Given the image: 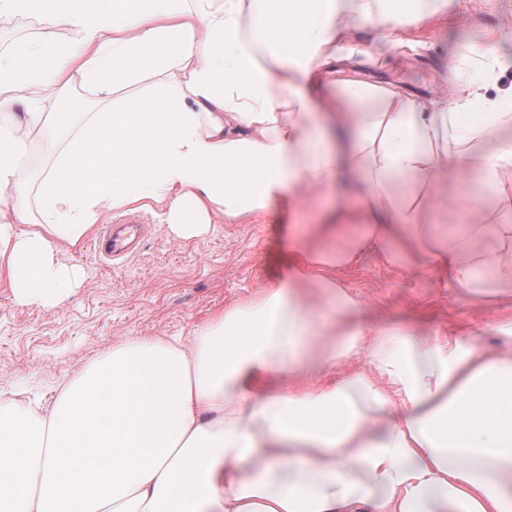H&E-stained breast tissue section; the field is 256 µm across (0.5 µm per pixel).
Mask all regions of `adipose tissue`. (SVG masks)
I'll return each instance as SVG.
<instances>
[{
	"label": "adipose tissue",
	"instance_id": "1",
	"mask_svg": "<svg viewBox=\"0 0 512 512\" xmlns=\"http://www.w3.org/2000/svg\"><path fill=\"white\" fill-rule=\"evenodd\" d=\"M0 0L69 41L0 53V115L15 150L42 132L52 167L0 163V283L23 303L71 287L62 251L112 211H160L181 237L221 217L257 221L301 186L335 192L288 227L284 273L218 310L191 341L129 339L47 407L0 406V512H512V356L369 331L336 280L372 247L449 273L457 297L512 289V224L454 234L421 221L416 193L462 181L467 215L512 195V93L429 109L357 80L303 89L355 25L416 22L433 0ZM162 80L113 104L143 72ZM92 93L89 111H42L25 87ZM369 371L327 378L357 354Z\"/></svg>",
	"mask_w": 512,
	"mask_h": 512
}]
</instances>
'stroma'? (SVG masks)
<instances>
[{
  "instance_id": "stroma-1",
  "label": "stroma",
  "mask_w": 512,
  "mask_h": 512,
  "mask_svg": "<svg viewBox=\"0 0 512 512\" xmlns=\"http://www.w3.org/2000/svg\"><path fill=\"white\" fill-rule=\"evenodd\" d=\"M69 38L65 29L45 27L33 11L0 19V51ZM344 45L336 60L313 71L306 91L321 83L331 94L334 81L352 76L436 108L466 90L467 73L493 47L503 62L487 91L493 97L512 88V0H447L434 19L400 27L392 37L370 25L350 27ZM418 205L425 215L438 211L439 223L451 228L468 220L453 177H444L438 197L419 192ZM295 216L283 202L261 223L221 222L182 238L151 212L152 233L121 268L101 261L87 242L60 253V262L79 269L81 277L48 303L18 302L0 285V401L16 395L52 404L65 382L129 338L189 339L214 312L278 277ZM337 278L366 304L371 328H413L438 343L512 352V341L492 329L512 317L511 293L470 307L436 267L420 259L407 268L390 267L374 250Z\"/></svg>"
}]
</instances>
